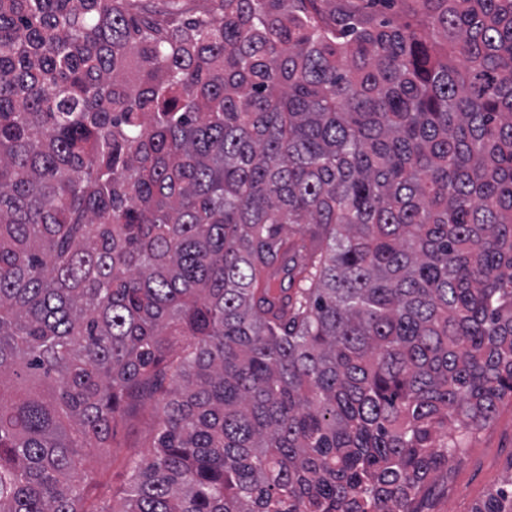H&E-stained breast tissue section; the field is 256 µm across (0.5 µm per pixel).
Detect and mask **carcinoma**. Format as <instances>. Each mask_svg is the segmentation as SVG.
Returning a JSON list of instances; mask_svg holds the SVG:
<instances>
[{"mask_svg": "<svg viewBox=\"0 0 512 512\" xmlns=\"http://www.w3.org/2000/svg\"><path fill=\"white\" fill-rule=\"evenodd\" d=\"M370 2L0 0V512H421L512 400V0ZM154 9L160 14L168 13L172 7L177 8L179 11L188 12L190 14H199L209 7V2L206 0H178L175 4L168 3V0H154ZM154 406L153 402L147 403L143 411L117 429L114 443L123 448H112V464L107 454L98 448L85 449L80 454L79 469L93 478L92 485H97L93 493L99 506H111L112 492L127 487L131 473L125 466V459L146 456L153 449L156 433Z\"/></svg>", "mask_w": 512, "mask_h": 512, "instance_id": "carcinoma-1", "label": "carcinoma"}]
</instances>
